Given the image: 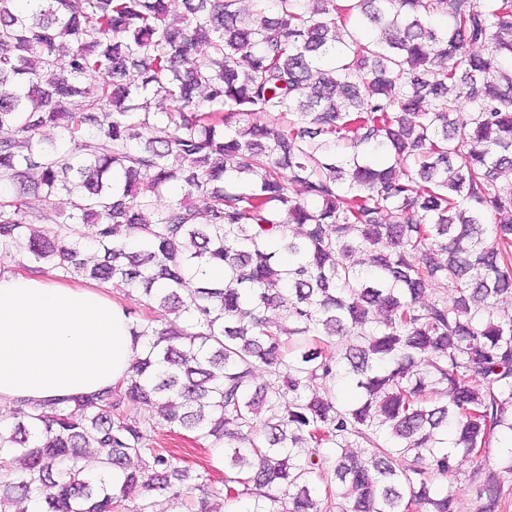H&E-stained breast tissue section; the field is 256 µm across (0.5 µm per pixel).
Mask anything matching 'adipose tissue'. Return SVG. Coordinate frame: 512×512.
<instances>
[{
    "instance_id": "1",
    "label": "adipose tissue",
    "mask_w": 512,
    "mask_h": 512,
    "mask_svg": "<svg viewBox=\"0 0 512 512\" xmlns=\"http://www.w3.org/2000/svg\"><path fill=\"white\" fill-rule=\"evenodd\" d=\"M139 351L109 286L24 271L0 276V410L112 387Z\"/></svg>"
}]
</instances>
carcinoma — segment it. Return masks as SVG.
I'll use <instances>...</instances> for the list:
<instances>
[{
	"label": "carcinoma",
	"instance_id": "cac0c4a2",
	"mask_svg": "<svg viewBox=\"0 0 512 512\" xmlns=\"http://www.w3.org/2000/svg\"><path fill=\"white\" fill-rule=\"evenodd\" d=\"M36 2L0 0V274L175 319L134 323L114 386L16 401L0 512H159L205 487L162 426L224 449V504L187 512H457V457L512 433V0H182L177 23L171 0ZM61 192L71 213L32 230L28 196ZM474 483L506 512L503 476Z\"/></svg>",
	"mask_w": 512,
	"mask_h": 512
}]
</instances>
